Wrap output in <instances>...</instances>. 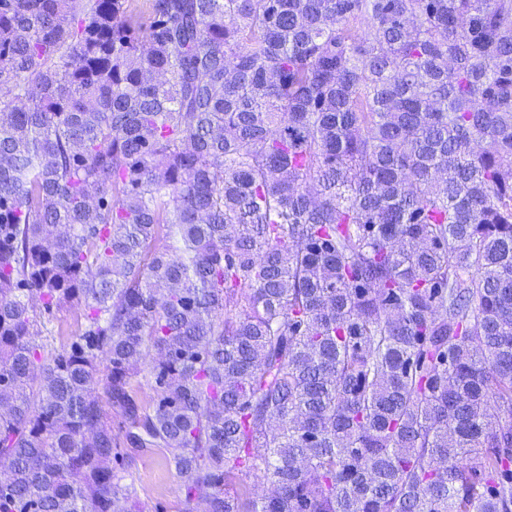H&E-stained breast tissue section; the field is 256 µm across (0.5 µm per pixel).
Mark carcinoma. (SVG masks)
<instances>
[{"instance_id":"carcinoma-1","label":"carcinoma","mask_w":512,"mask_h":512,"mask_svg":"<svg viewBox=\"0 0 512 512\" xmlns=\"http://www.w3.org/2000/svg\"><path fill=\"white\" fill-rule=\"evenodd\" d=\"M108 408L181 512H512V0H0V512H144ZM80 310L74 305H67L54 311L52 317L44 319V327H41L40 336H35L37 343L51 344L60 349L62 345L70 342L71 333L77 329V321H80Z\"/></svg>"}]
</instances>
